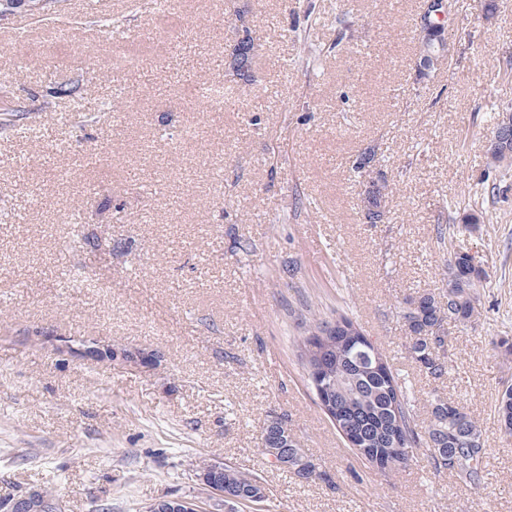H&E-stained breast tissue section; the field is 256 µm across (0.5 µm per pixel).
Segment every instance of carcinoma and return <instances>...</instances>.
I'll use <instances>...</instances> for the list:
<instances>
[{
  "mask_svg": "<svg viewBox=\"0 0 512 512\" xmlns=\"http://www.w3.org/2000/svg\"><path fill=\"white\" fill-rule=\"evenodd\" d=\"M67 0H0V20L3 15L24 13L30 16L52 15L66 8ZM442 33L434 32L419 39L421 54L440 55ZM80 92V84L71 82L49 88L43 95L41 109L51 110L57 100ZM233 88L226 84H210L201 88L199 97L229 102ZM28 119V112L20 105L7 106L0 114V130L11 128ZM494 136L501 143L487 156V172H496L512 166V114L501 115ZM389 185L387 180L372 183L365 203L383 214H388ZM488 271L474 265V257L467 251L452 249L448 261V306L441 305L436 293L425 290L405 299L398 307L397 317L409 331L411 342L408 354L427 376L440 379L448 372V344L445 324L448 317L454 323L466 325L480 315L479 288L487 282ZM330 324L321 320L307 329L302 341L301 358L308 367L317 359L315 347L323 352L335 372L334 380L326 387V396L336 410V422L347 429V445L368 463L381 470H398L406 466L415 451L424 446L437 469L448 471L456 480L470 487H478L484 479L490 444L482 429L463 406L435 397L430 401L427 427L420 426L418 416L399 377L390 365L380 374L368 369L370 353L364 342L350 336L330 337L331 343L321 341L318 333ZM501 433L512 436V386L502 390L497 404ZM267 432L265 456L278 462L277 468L301 480L317 477L315 464L300 448L288 431L285 420L275 417L264 425ZM224 491L246 502L263 494L265 486L257 476L242 473L232 465L224 464Z\"/></svg>",
  "mask_w": 512,
  "mask_h": 512,
  "instance_id": "carcinoma-1",
  "label": "carcinoma"
}]
</instances>
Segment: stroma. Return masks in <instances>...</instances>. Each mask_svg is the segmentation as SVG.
Here are the masks:
<instances>
[{
    "label": "stroma",
    "instance_id": "stroma-1",
    "mask_svg": "<svg viewBox=\"0 0 512 512\" xmlns=\"http://www.w3.org/2000/svg\"><path fill=\"white\" fill-rule=\"evenodd\" d=\"M67 16L0 21V87L25 124L0 133V494L52 488L68 512H139L198 495L196 465L219 457L263 478L264 512H512V438L497 418L512 385V172L487 218L465 229L498 108L512 104V0L484 18L454 0V49L414 67L423 0H238L257 79L233 105L193 104L225 82L234 22L225 0H171L164 14L100 0L136 46ZM347 11L350 36L334 20ZM324 47L317 69L298 41ZM71 79L81 97L39 107ZM118 111L85 122L88 100ZM375 147L389 219L360 218L351 165ZM455 244L490 278L474 325H452L447 374L408 355L399 303L445 294ZM102 245L71 247L72 233ZM101 290L73 281L72 266ZM347 315L386 355L420 421L428 398L465 406L489 440L479 488L435 469L426 448L384 473L347 446L300 358L302 318ZM158 352L144 372L57 353L40 331ZM281 417L315 463L303 482L272 467L259 433Z\"/></svg>",
    "mask_w": 512,
    "mask_h": 512
}]
</instances>
